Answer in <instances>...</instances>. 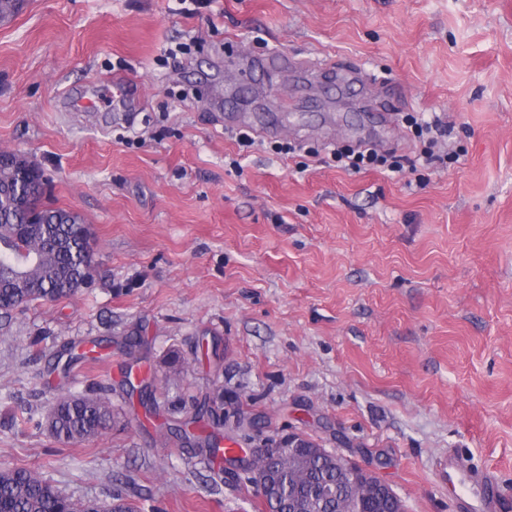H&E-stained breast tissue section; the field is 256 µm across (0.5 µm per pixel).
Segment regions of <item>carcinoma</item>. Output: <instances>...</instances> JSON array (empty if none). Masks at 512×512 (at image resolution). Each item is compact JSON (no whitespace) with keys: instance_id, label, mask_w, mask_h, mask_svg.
<instances>
[{"instance_id":"carcinoma-1","label":"carcinoma","mask_w":512,"mask_h":512,"mask_svg":"<svg viewBox=\"0 0 512 512\" xmlns=\"http://www.w3.org/2000/svg\"><path fill=\"white\" fill-rule=\"evenodd\" d=\"M95 243L88 225L70 211L44 200L43 175L23 155L4 154L0 163V318L34 304L68 299L95 282ZM103 341L71 344L48 361L49 372L70 373L86 350ZM82 352H76V348ZM193 413L175 428L181 443L211 458L233 449L222 447L237 437L224 427V391L192 402ZM112 426V385L102 382L76 394L57 398L45 427L54 439L83 444ZM259 465L279 473L280 493L261 499V512H405L401 500L374 496L348 461L332 466L320 457L299 454L270 456ZM329 495H324V490ZM115 503L75 499L62 494L40 473L24 466L0 467V512H115Z\"/></svg>"}]
</instances>
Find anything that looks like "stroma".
Returning a JSON list of instances; mask_svg holds the SVG:
<instances>
[{"label": "stroma", "mask_w": 512, "mask_h": 512, "mask_svg": "<svg viewBox=\"0 0 512 512\" xmlns=\"http://www.w3.org/2000/svg\"><path fill=\"white\" fill-rule=\"evenodd\" d=\"M274 48L372 80L301 92L289 68L246 74ZM116 74L141 89L131 111L112 109ZM240 92L262 120L293 103L279 135L312 150L305 172L265 144L225 165ZM379 108L392 125L366 122ZM414 112L451 127L428 165ZM376 140L399 173L330 159ZM1 150L90 226L105 275L0 321V465L140 512H255L254 488L121 394L94 441L39 425L60 393L153 375L177 404L223 386L264 433L372 470L407 512H456L436 476L451 453L495 469L512 512V0H25L0 22ZM132 329L137 366L116 349L63 382L43 372L63 343Z\"/></svg>", "instance_id": "35a3bbf8"}]
</instances>
